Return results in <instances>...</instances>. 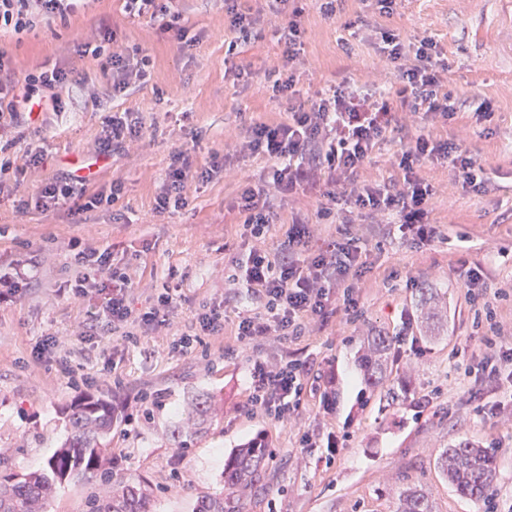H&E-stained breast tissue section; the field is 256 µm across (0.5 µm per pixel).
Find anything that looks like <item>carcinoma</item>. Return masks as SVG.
I'll return each mask as SVG.
<instances>
[{"label": "carcinoma", "mask_w": 512, "mask_h": 512, "mask_svg": "<svg viewBox=\"0 0 512 512\" xmlns=\"http://www.w3.org/2000/svg\"><path fill=\"white\" fill-rule=\"evenodd\" d=\"M365 340L366 380L377 386L390 357L391 343L381 334ZM62 415L70 433L45 469L0 476V512H46L55 484L74 475L91 481L103 471L104 447L114 423L112 399L85 397L64 409ZM436 464L442 478L459 494L475 499L491 495L496 476L491 449L463 442L444 449ZM265 465L266 449L254 442L238 448L224 464V493L201 498L193 512H243L244 501L262 489ZM87 507L88 512H153L152 492L141 482L114 487L105 474ZM396 512H434V502L421 486L411 485L400 494Z\"/></svg>", "instance_id": "cac0c4a2"}]
</instances>
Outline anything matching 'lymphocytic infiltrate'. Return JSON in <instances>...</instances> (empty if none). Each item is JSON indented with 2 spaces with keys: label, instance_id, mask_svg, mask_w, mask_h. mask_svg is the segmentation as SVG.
<instances>
[{
  "label": "lymphocytic infiltrate",
  "instance_id": "obj_1",
  "mask_svg": "<svg viewBox=\"0 0 512 512\" xmlns=\"http://www.w3.org/2000/svg\"><path fill=\"white\" fill-rule=\"evenodd\" d=\"M76 0H0V33H21L32 28L37 17L66 18L73 13ZM285 44L286 64L272 89L287 93L295 86L294 73L287 67L299 54L300 22L296 16L277 25ZM381 50L400 72L398 95L408 105L416 120L433 125L445 122L457 112L452 96L445 89L448 65L440 58L435 42L419 40L414 51H406L399 35L384 32ZM66 70L55 68L17 79L12 62L0 51V134L17 126L34 110L59 108L61 93L70 83ZM394 115L387 100L371 93L336 87L316 93L309 105L291 109L287 120L274 125L253 124L240 145L241 152L262 156L270 167L260 184H242L238 209L243 216L240 237L247 247L246 259L236 273L227 275L228 285L245 284L263 300V309L241 318L235 329L239 342L251 344L268 339L300 335L304 329L327 320L331 293L341 292L342 305L349 319L358 316L353 297L354 282L366 266L356 237L342 231L319 251L309 248L306 225L289 224L284 240L277 248L265 245L266 234L280 216L271 199L277 195L318 193L328 205L322 216H329L333 206L343 204L357 213H385L397 223L403 237L421 242L438 238L437 225L431 224L427 201L431 186L420 171L421 162L450 167L463 189L482 193L489 178L484 167L460 144L433 134L411 138L398 167L399 178L363 181L360 171L390 127ZM226 157L212 156L208 166H196L190 153L173 154L169 172L155 197L158 214L187 206L186 190L190 182L210 178L224 170ZM86 177L70 174L47 181L29 199L18 202L19 210H49L79 197L83 210H92L103 201L99 192H89ZM76 263L83 274L73 288L74 296H86L95 290L102 303L94 321L82 323L79 335L93 339L111 329L120 332L135 327L172 329L174 312L180 299L179 288H167L148 297L141 311L129 305L132 288L124 268L114 265L111 248L71 240ZM11 273L0 275V306L17 304L37 281L36 259L11 260ZM455 273L467 300L485 315L490 334L484 337V352L466 372L475 381L512 390V346L497 343L500 326L496 320L494 299L506 298L505 290H493L483 264L460 263ZM251 407L269 418L282 421L295 414L301 405L304 370L290 361L280 366L254 361L251 373Z\"/></svg>",
  "mask_w": 512,
  "mask_h": 512
}]
</instances>
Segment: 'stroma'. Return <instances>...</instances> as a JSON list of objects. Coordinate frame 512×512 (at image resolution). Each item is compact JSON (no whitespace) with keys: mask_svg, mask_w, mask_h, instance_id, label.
I'll return each instance as SVG.
<instances>
[{"mask_svg":"<svg viewBox=\"0 0 512 512\" xmlns=\"http://www.w3.org/2000/svg\"><path fill=\"white\" fill-rule=\"evenodd\" d=\"M288 0L301 9L302 51L295 72L298 93L272 91L268 74L282 61L284 44L265 0H239L255 23L248 41L229 27L224 0H171L156 19L129 15L123 0H79L67 19L40 21L31 30L0 36V50L16 74L60 67L75 80L59 110L43 112L10 135L0 156L18 159L28 149L44 152L40 167L9 170L5 179L20 199L66 171L77 170L92 191L122 194L82 212L74 203L41 212L0 202V253L35 257L38 282L14 306L0 307V474L45 468L66 439L62 407L86 396H111L128 405L127 421L115 424L106 443L113 482H144L156 512H191L195 500L224 488V461L233 448L261 438L268 452L265 494L245 512H393L399 492L416 484L432 496L436 512H484L482 501L457 493L442 479L438 453L468 440L496 451L493 492L501 512H512V410L488 419L479 401L501 395L479 387L465 373L481 346L486 326L475 325L453 272L459 259L488 261L495 287L512 294V0H397L381 15L375 0ZM399 34L413 45L429 37L448 62V90L457 114L447 135L492 170L484 193L464 191L452 171L425 166L432 186L430 219L440 236L431 243L400 239L394 225L362 216L358 225L367 268L355 296L362 312L353 324L344 314L313 326L304 336L261 346L240 344L239 318L261 311L255 294L224 285V271L244 252L238 229L239 178L260 173L266 161L241 156L250 125L286 120L291 107L314 92L344 85L395 98L400 76L378 46L381 34ZM98 56L85 54V46ZM130 61L148 57L146 81L112 88V55ZM248 71L234 81L228 68ZM488 103L491 115L476 120ZM137 113L139 139L119 152L101 154L97 140L115 112ZM190 150L199 165L213 154L230 155L236 173H215L190 184L186 208L157 215L152 208L171 155ZM283 223L299 219L311 230L312 247L337 236L339 224L320 217L316 194L277 198ZM80 239L112 247L115 263L128 268L136 286L133 308L144 302L142 285L180 284L176 319L183 332L195 329L200 304L223 305V333L202 337L194 353L174 347L173 336L142 331L102 342L77 336L79 323L97 312L101 299L64 295L80 269L68 247ZM495 247L486 260L487 247ZM438 296L439 317L430 321L419 304L421 289ZM413 316L404 337V316ZM401 337L390 357L387 379L365 383L357 356L363 336ZM59 344L50 360L37 361L32 347L46 335ZM298 360L316 389L305 390L299 417L275 422L248 408L255 359ZM73 377H64L60 364ZM208 400L213 409L199 434L183 433V410ZM312 445L299 442L298 429Z\"/></svg>","mask_w":512,"mask_h":512,"instance_id":"1","label":"stroma"}]
</instances>
